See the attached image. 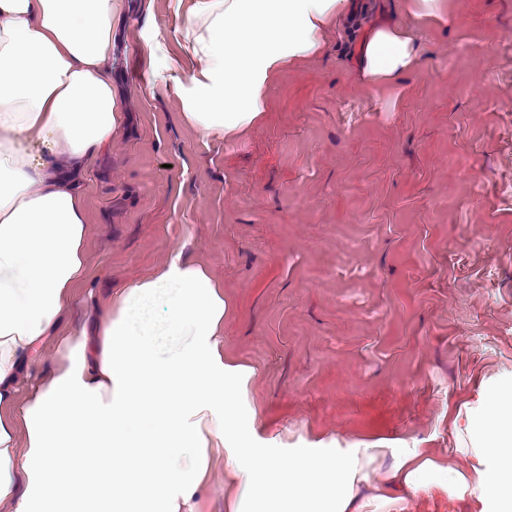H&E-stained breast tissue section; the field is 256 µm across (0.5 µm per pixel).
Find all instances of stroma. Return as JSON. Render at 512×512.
Masks as SVG:
<instances>
[{
  "label": "stroma",
  "mask_w": 512,
  "mask_h": 512,
  "mask_svg": "<svg viewBox=\"0 0 512 512\" xmlns=\"http://www.w3.org/2000/svg\"><path fill=\"white\" fill-rule=\"evenodd\" d=\"M448 11L419 35L421 67L373 92L327 33L224 140L182 117L185 6L125 0L128 124L87 177L96 293L177 255L206 265L224 355L254 367L262 435L284 446L386 440L466 471L454 421L512 386V0ZM483 508L452 484L411 512Z\"/></svg>",
  "instance_id": "obj_1"
}]
</instances>
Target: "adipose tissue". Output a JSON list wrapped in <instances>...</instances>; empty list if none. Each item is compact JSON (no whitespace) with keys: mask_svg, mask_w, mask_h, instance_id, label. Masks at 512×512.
Listing matches in <instances>:
<instances>
[{"mask_svg":"<svg viewBox=\"0 0 512 512\" xmlns=\"http://www.w3.org/2000/svg\"><path fill=\"white\" fill-rule=\"evenodd\" d=\"M123 0H0V512H195L216 454L228 512H409L420 494L467 485L512 512V389L488 392L492 419L468 479L427 449L399 448L382 482L374 448L259 442L252 367L224 358L222 283L173 258L91 303L85 175L126 125L112 87ZM364 0H190L192 67L183 118L235 139L263 117L288 66L317 55L328 29L351 33ZM409 23L374 20L358 40L365 88L421 64L417 35L447 23L448 0H403ZM165 342H158V335ZM48 377L23 379L50 342Z\"/></svg>","mask_w":512,"mask_h":512,"instance_id":"adipose-tissue-1","label":"adipose tissue"}]
</instances>
